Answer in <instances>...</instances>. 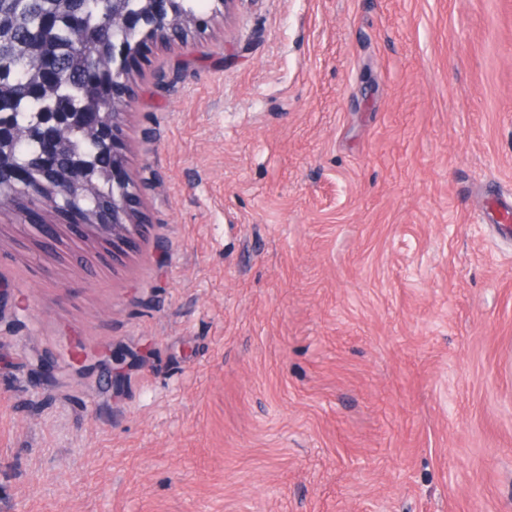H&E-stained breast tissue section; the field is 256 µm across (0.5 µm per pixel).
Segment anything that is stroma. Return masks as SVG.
Listing matches in <instances>:
<instances>
[{"label": "stroma", "instance_id": "35a3bbf8", "mask_svg": "<svg viewBox=\"0 0 512 512\" xmlns=\"http://www.w3.org/2000/svg\"><path fill=\"white\" fill-rule=\"evenodd\" d=\"M131 85L138 249L0 217V512H512V0H232Z\"/></svg>", "mask_w": 512, "mask_h": 512}]
</instances>
